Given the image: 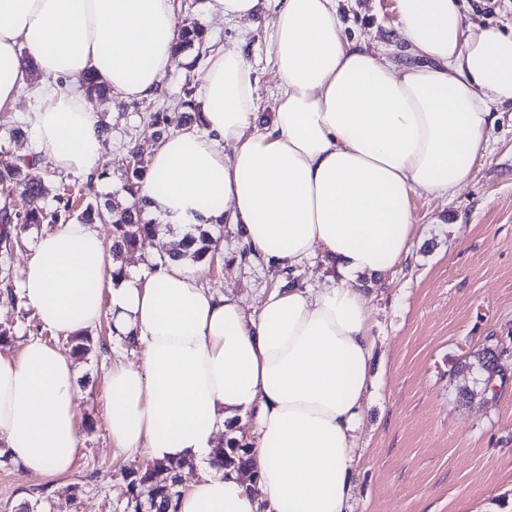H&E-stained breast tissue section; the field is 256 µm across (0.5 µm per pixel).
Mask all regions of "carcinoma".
<instances>
[{
	"instance_id": "carcinoma-1",
	"label": "carcinoma",
	"mask_w": 512,
	"mask_h": 512,
	"mask_svg": "<svg viewBox=\"0 0 512 512\" xmlns=\"http://www.w3.org/2000/svg\"><path fill=\"white\" fill-rule=\"evenodd\" d=\"M205 43L204 30L197 23L185 17L180 25L178 47L182 50L196 44ZM80 90L88 95L106 96L110 89L99 78L87 72L77 80ZM47 159L44 151H34L29 156L0 167V196L7 203L0 209V254L9 257L19 245L21 234L32 225L56 224L71 216L86 224L112 225V258L117 260L130 250H144L158 235L160 225L142 219L143 199L139 196L140 183L147 165L141 157H136L128 166L125 191L129 195L124 205L112 200L102 203L87 202L80 213H75L79 199L83 198L77 185L62 184L53 196L54 206L45 203L48 187L42 181H32L25 175V169L40 164ZM215 238L211 226L199 224L184 233L165 258L188 259L195 263H214ZM70 354L84 357L91 351L90 339L84 335L67 338ZM468 369L476 368L486 374V380L500 372L501 364L494 358L492 348L486 347L474 354V361L465 364ZM213 467L221 471L231 469L238 475L253 481L258 477L252 464V449L237 439L215 448ZM159 464L129 473L126 487L125 512H179V502L185 475L179 470L171 471L169 479L156 480L155 472Z\"/></svg>"
}]
</instances>
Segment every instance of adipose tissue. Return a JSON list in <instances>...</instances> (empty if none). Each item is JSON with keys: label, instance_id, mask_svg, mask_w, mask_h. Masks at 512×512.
Masks as SVG:
<instances>
[{"label": "adipose tissue", "instance_id": "1", "mask_svg": "<svg viewBox=\"0 0 512 512\" xmlns=\"http://www.w3.org/2000/svg\"><path fill=\"white\" fill-rule=\"evenodd\" d=\"M225 21L271 17L278 106L257 114L240 44L214 52L195 98L196 133L155 149L140 195L179 230L236 225L267 264L322 246L337 277L278 287L246 313L171 260L122 273L92 224L38 235L21 288L41 322L72 336L112 311V334L143 352L112 364L104 394L115 450L209 464L219 435L252 415L256 492L219 471L179 512H350L356 433L373 339L361 280L408 251L415 194L449 196L480 156L492 106L512 101V34L465 22L457 0H396L417 57L399 67L351 42L336 0H212ZM174 0H0V108L31 78L44 85L36 146L67 172L95 176L98 120L66 81L91 71L129 100L152 96L178 51ZM232 153H225V146ZM70 356L40 341L0 355V439L28 473L68 474L79 446Z\"/></svg>", "mask_w": 512, "mask_h": 512}]
</instances>
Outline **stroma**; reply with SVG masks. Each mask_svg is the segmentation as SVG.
I'll return each instance as SVG.
<instances>
[{"label":"stroma","instance_id":"35a3bbf8","mask_svg":"<svg viewBox=\"0 0 512 512\" xmlns=\"http://www.w3.org/2000/svg\"><path fill=\"white\" fill-rule=\"evenodd\" d=\"M349 37L367 50L384 51L397 66L416 58L398 34L395 0H337ZM206 33V50L237 41L258 80V110L275 109L279 80L261 16L233 26L216 18L209 0H174ZM467 23L512 30V0L485 8L482 0H458ZM197 48L183 51L151 97H93L100 122L110 126L101 165L88 199L125 202L131 151L150 158L158 139L147 113L179 122L185 92L200 87L204 61ZM485 150L470 178L452 197L417 194L409 252L391 269L366 279L364 288L375 339L373 384L361 405L360 457L354 472L352 512H512V104L495 106ZM217 262L205 267L202 287L231 293L254 312L267 293L289 280L321 288L334 271L315 251L292 268L272 267L249 253L234 225L215 230ZM110 315L90 330L93 351L76 360L80 448L69 474L48 479L29 474L0 440V512H122L120 502L140 454L113 450L102 395L111 364L138 363L139 350L112 338ZM0 353L18 355L38 340L65 348L66 339L42 327L37 314L21 317L0 293ZM503 351L502 371L491 384L476 383L471 401H459L460 372L478 350Z\"/></svg>","mask_w":512,"mask_h":512}]
</instances>
